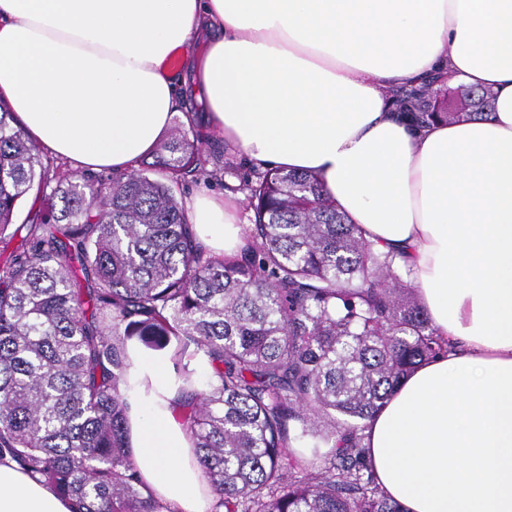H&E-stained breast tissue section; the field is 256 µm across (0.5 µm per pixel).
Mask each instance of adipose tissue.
<instances>
[{"instance_id":"ef3b65f1","label":"adipose tissue","mask_w":512,"mask_h":512,"mask_svg":"<svg viewBox=\"0 0 512 512\" xmlns=\"http://www.w3.org/2000/svg\"><path fill=\"white\" fill-rule=\"evenodd\" d=\"M176 57L210 128L257 166L316 174L450 342L364 432L379 487L406 512H512V0H0V99L82 170L156 148ZM437 71L491 90L490 115L418 129L382 95ZM189 208L204 247H245L230 207ZM137 363L165 393L131 400L140 476L172 512H205L169 365ZM0 512L71 506L9 461Z\"/></svg>"}]
</instances>
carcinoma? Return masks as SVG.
I'll list each match as a JSON object with an SVG mask.
<instances>
[{"label":"carcinoma","instance_id":"1","mask_svg":"<svg viewBox=\"0 0 512 512\" xmlns=\"http://www.w3.org/2000/svg\"><path fill=\"white\" fill-rule=\"evenodd\" d=\"M441 76L390 94L419 127L481 117L493 93L439 96ZM200 133L174 126L156 165L107 183L72 174L47 231L0 270V459L72 512H163L129 451V399L155 393L130 348L167 357L211 494L209 512H406L375 483L363 431L413 370L447 350L393 253L367 241L314 174L256 170L239 257L197 241L168 181L214 175ZM49 181L0 102V240ZM94 287H76L78 277ZM207 372L198 387L196 369ZM328 449L296 475L293 443Z\"/></svg>","mask_w":512,"mask_h":512}]
</instances>
